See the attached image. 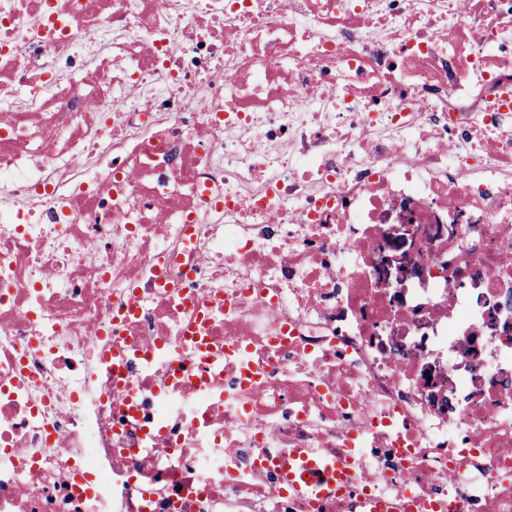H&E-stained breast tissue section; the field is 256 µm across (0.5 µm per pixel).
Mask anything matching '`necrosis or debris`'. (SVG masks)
Listing matches in <instances>:
<instances>
[{"label": "necrosis or debris", "mask_w": 512, "mask_h": 512, "mask_svg": "<svg viewBox=\"0 0 512 512\" xmlns=\"http://www.w3.org/2000/svg\"><path fill=\"white\" fill-rule=\"evenodd\" d=\"M376 499L512 512V0H0V512ZM296 456L286 455L278 457L276 464L280 474L282 490L288 491V484L300 489L302 486L311 488L319 497L334 490L336 494L343 491L346 482L347 469L336 465L331 459L319 461L307 460L303 457L301 463H293Z\"/></svg>", "instance_id": "4bbe7bcc"}]
</instances>
